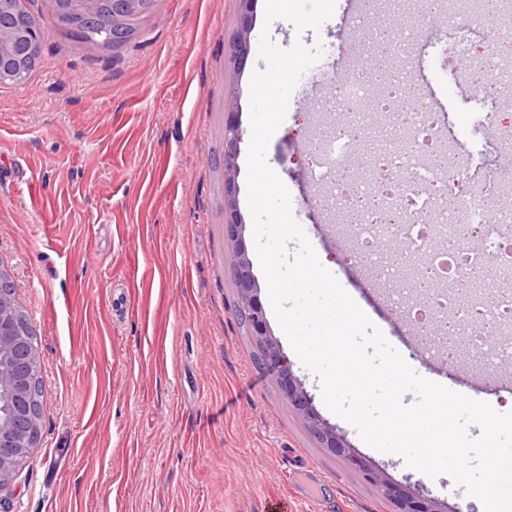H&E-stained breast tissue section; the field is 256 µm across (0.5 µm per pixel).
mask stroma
Masks as SVG:
<instances>
[{"instance_id":"35a3bbf8","label":"stroma","mask_w":512,"mask_h":512,"mask_svg":"<svg viewBox=\"0 0 512 512\" xmlns=\"http://www.w3.org/2000/svg\"><path fill=\"white\" fill-rule=\"evenodd\" d=\"M351 0L320 31L264 23L254 7L244 71L231 56L239 0H154L122 47L88 50L57 29L20 86L0 85V264L36 331L42 364L40 436L0 491L5 512H399L322 448L282 394L237 316L224 235V106L240 113L238 208L256 259L247 203L249 85L264 69L262 28L282 48L336 44ZM443 24H428L412 67L437 101L442 131L477 174L498 161L497 129L464 81ZM309 90L292 92L266 161L320 261L325 210L303 166ZM37 200H30L32 187ZM332 269L410 366L406 318L367 272ZM266 319L320 416L386 476L411 479L448 512H484L451 477L407 473L325 406L274 313ZM436 381L495 411H512V382L459 364Z\"/></svg>"}]
</instances>
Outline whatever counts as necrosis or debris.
Wrapping results in <instances>:
<instances>
[{
    "mask_svg": "<svg viewBox=\"0 0 512 512\" xmlns=\"http://www.w3.org/2000/svg\"><path fill=\"white\" fill-rule=\"evenodd\" d=\"M440 4L459 53L495 70L493 81L472 85L471 92L489 111H496L504 93L512 91V74L498 70L495 59L485 56L482 38L472 34L485 16L481 0ZM425 33V25L417 20L385 34L391 55L401 65L391 76L395 92L384 109L404 112L413 99L418 110L378 154L366 157L360 181L340 180L338 162L354 150L367 103L380 93L376 82L357 66L350 67L344 79L334 80L320 63L301 77L304 86H333V96L324 98L319 109L344 115L330 134L312 140L307 174L316 186H337L333 210L358 202V219L348 226L357 252L395 292L407 318L424 336L425 351L455 362L456 338L464 334L470 350L492 366L512 358L507 343L512 336V292L507 289L512 283V209L492 211L500 189L512 185V169H486L478 178L465 180L463 163L448 165L451 143L433 120L432 103L419 85L411 83L407 66L411 49ZM390 238L413 243L417 250L419 262L412 267L411 281H401L396 268L378 259L380 240ZM487 269L494 272L495 292L479 298L458 295L460 280Z\"/></svg>",
    "mask_w": 512,
    "mask_h": 512,
    "instance_id": "obj_1",
    "label": "necrosis or debris"
}]
</instances>
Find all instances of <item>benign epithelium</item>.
<instances>
[{
  "mask_svg": "<svg viewBox=\"0 0 512 512\" xmlns=\"http://www.w3.org/2000/svg\"><path fill=\"white\" fill-rule=\"evenodd\" d=\"M98 0H53L58 18L74 21L71 8L87 9ZM238 35L233 44L237 68H242L250 53V33L254 0H239ZM239 113L227 107L224 113V225L233 253V275L237 288L238 310L245 316L250 336L259 346L263 360L277 366L278 385L291 405L308 421L312 432L330 453L348 467L369 478L383 495L400 506V512H442L440 503L413 486L387 478L375 469L371 460L351 447L343 435L328 425L316 412L311 396L292 373L279 344L268 329L265 313L257 298V284L242 236L243 220L238 210L237 156L241 140ZM9 350L13 363L9 371L0 370V396L8 394L11 416L0 417V488L30 456L39 431H25L22 422L33 414V396L41 382V361L36 350L14 336L13 326L0 309V353Z\"/></svg>",
  "mask_w": 512,
  "mask_h": 512,
  "instance_id": "1",
  "label": "benign epithelium"
}]
</instances>
